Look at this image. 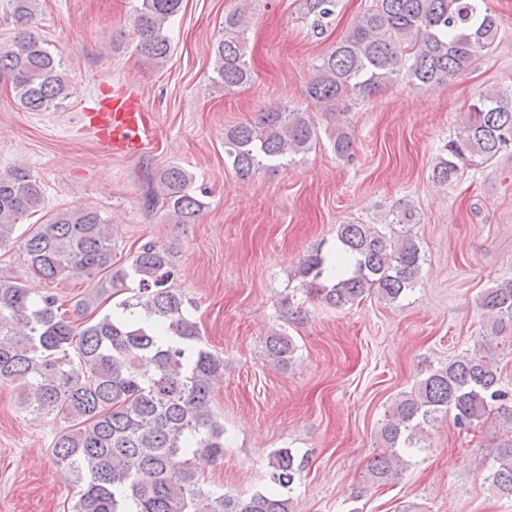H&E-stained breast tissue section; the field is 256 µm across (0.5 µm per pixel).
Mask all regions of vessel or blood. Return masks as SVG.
<instances>
[{
	"label": "vessel or blood",
	"instance_id": "b4317fda",
	"mask_svg": "<svg viewBox=\"0 0 512 512\" xmlns=\"http://www.w3.org/2000/svg\"><path fill=\"white\" fill-rule=\"evenodd\" d=\"M83 125L115 156L139 152L151 139L153 129L142 109L138 93L118 89L81 114Z\"/></svg>",
	"mask_w": 512,
	"mask_h": 512
}]
</instances>
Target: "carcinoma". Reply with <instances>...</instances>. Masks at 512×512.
I'll use <instances>...</instances> for the list:
<instances>
[{"mask_svg":"<svg viewBox=\"0 0 512 512\" xmlns=\"http://www.w3.org/2000/svg\"><path fill=\"white\" fill-rule=\"evenodd\" d=\"M14 38L0 43V80L30 111H48L70 96L61 60L33 29L38 0H4ZM182 0H141L133 24L136 51L160 66L171 44L166 25ZM303 15L316 32L335 20L336 0H303ZM240 7L224 15L211 47L210 81L234 92L252 81ZM499 20L486 0H371L347 33L315 65L305 96L325 112L347 99L366 100L399 78L433 88L469 69L489 52ZM319 133L306 113L284 106L224 129V154L235 174L249 178L306 155ZM333 152L353 158L345 129L329 134ZM512 149V94L488 91L470 103L455 137L443 146L432 178L448 184L477 157L491 164ZM195 177L172 164L162 169L144 204L165 207L176 224H194L208 206L193 188ZM44 208L40 182L23 167L0 173V247L19 243L28 266L55 283L93 280L99 288L78 307L86 311L103 295L118 296L137 284L112 312L74 324L58 314L53 294L34 300L12 275L0 273V383L19 390V408L42 421H59L52 441L57 466L76 488L69 512H293V484L304 468L289 448L270 459L273 486L230 496L205 486L203 463L224 457V428L210 409L224 359L200 345L197 322L187 316L183 293L173 287L169 252L143 243L128 265L114 261L109 220L79 205L14 236L22 219ZM382 225L340 224L336 251L308 256L297 271L310 296L332 306L353 304L367 293L395 302L415 289L424 255L411 233L415 213L405 202ZM478 309L495 336L512 337V279L484 290ZM268 357L286 366L295 346L274 332ZM443 412L465 429L489 418L512 435V398L497 366L478 352H464L420 379L393 404L380 426L382 451L368 473L374 483L400 474L401 453L418 444L425 427ZM485 480L512 494V438L497 448Z\"/></svg>","mask_w":512,"mask_h":512,"instance_id":"carcinoma-1","label":"carcinoma"}]
</instances>
